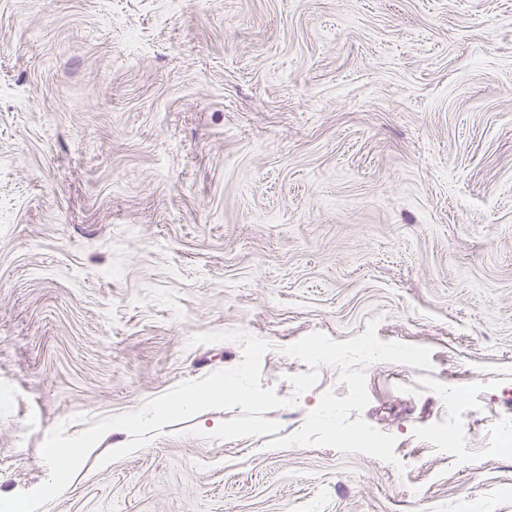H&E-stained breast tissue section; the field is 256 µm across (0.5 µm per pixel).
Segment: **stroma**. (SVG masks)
Wrapping results in <instances>:
<instances>
[{
    "label": "stroma",
    "instance_id": "1",
    "mask_svg": "<svg viewBox=\"0 0 512 512\" xmlns=\"http://www.w3.org/2000/svg\"><path fill=\"white\" fill-rule=\"evenodd\" d=\"M372 320L431 351L365 369L397 463L213 409L38 512H512V0H0V497L59 423L241 362L195 334L287 398V346Z\"/></svg>",
    "mask_w": 512,
    "mask_h": 512
}]
</instances>
